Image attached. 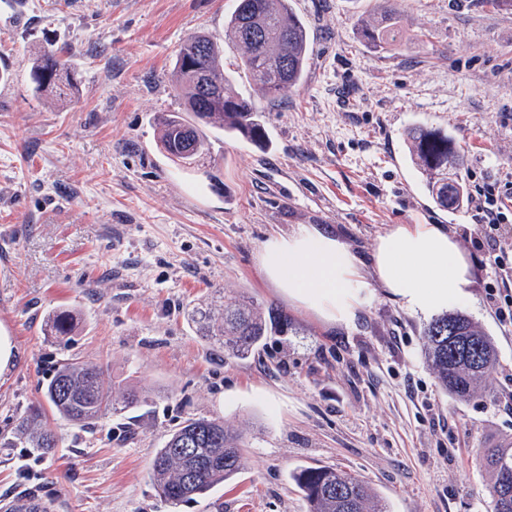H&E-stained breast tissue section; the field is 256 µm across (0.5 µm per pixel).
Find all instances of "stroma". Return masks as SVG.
<instances>
[{
    "instance_id": "1",
    "label": "stroma",
    "mask_w": 512,
    "mask_h": 512,
    "mask_svg": "<svg viewBox=\"0 0 512 512\" xmlns=\"http://www.w3.org/2000/svg\"><path fill=\"white\" fill-rule=\"evenodd\" d=\"M392 2L403 23L379 51L361 21ZM312 53L288 100L257 99L266 148L205 128L190 167L160 148L158 118L185 99L181 43L223 42L233 0H0V325L19 359L0 378V512L36 497L52 512H308L291 479L325 465L360 476L387 512H492L482 448L512 436V325L489 306L494 278L467 208L434 201L405 133L424 123L461 148L469 192L512 181V11L483 0H291ZM53 51L75 97L34 90ZM399 224H438L472 259L457 309L498 360L466 401L426 358L430 317L372 286L355 325L292 304L260 268L265 241L316 227L370 262ZM248 294L287 331L244 360L198 336L189 311ZM77 315L57 336L54 311ZM101 366L142 397L81 427L44 388L68 359ZM39 410L53 453L30 455L17 424ZM223 419L249 442L231 483L170 505L149 480L187 417Z\"/></svg>"
}]
</instances>
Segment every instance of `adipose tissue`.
Listing matches in <instances>:
<instances>
[{
  "label": "adipose tissue",
  "mask_w": 512,
  "mask_h": 512,
  "mask_svg": "<svg viewBox=\"0 0 512 512\" xmlns=\"http://www.w3.org/2000/svg\"><path fill=\"white\" fill-rule=\"evenodd\" d=\"M371 269L341 241L319 230L270 238L261 254L267 280L331 323L352 324L368 299L370 280L413 313L459 304L470 265L447 231L435 224H400L381 235Z\"/></svg>",
  "instance_id": "ef3b65f1"
}]
</instances>
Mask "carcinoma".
<instances>
[{
    "label": "carcinoma",
    "mask_w": 512,
    "mask_h": 512,
    "mask_svg": "<svg viewBox=\"0 0 512 512\" xmlns=\"http://www.w3.org/2000/svg\"><path fill=\"white\" fill-rule=\"evenodd\" d=\"M401 14L386 7L373 23L362 26L363 37L381 48L400 33ZM226 35L243 49L240 68L257 92L269 100L285 99L296 91L311 52L307 27L292 10L289 0H236L226 25ZM39 92L60 94L75 89L73 77L54 53L32 63ZM177 86L185 92L186 111L160 116L159 145L168 155L192 163L204 150L199 124H206L262 144L266 130L257 119L253 99L237 91L224 75L223 49L205 34L184 41L172 70ZM413 164L439 206L448 208L457 184L448 181V164L459 159L453 139L441 129L415 125L406 131ZM200 336L236 358L251 356L267 336L283 332L288 315L262 307L248 296L224 305L217 315L212 305L193 310ZM77 322L66 309L51 317L56 335L66 336ZM428 362L441 388L458 400L468 399L474 385L497 360L492 337L478 330L461 312L433 318L423 330ZM103 372L80 361L66 360L49 380L46 401L64 419L78 425L96 420L109 401ZM20 436L45 454L58 446L55 434L37 427L34 420L20 422ZM482 460L492 475L488 493L493 512H512V438L484 449ZM247 449L243 437L224 426V421L189 417L157 449L150 465V479L165 502L177 505L203 495L236 478L245 468ZM293 479L308 504V512H385L376 495L362 480L325 466H307Z\"/></svg>",
    "instance_id": "cac0c4a2"
}]
</instances>
